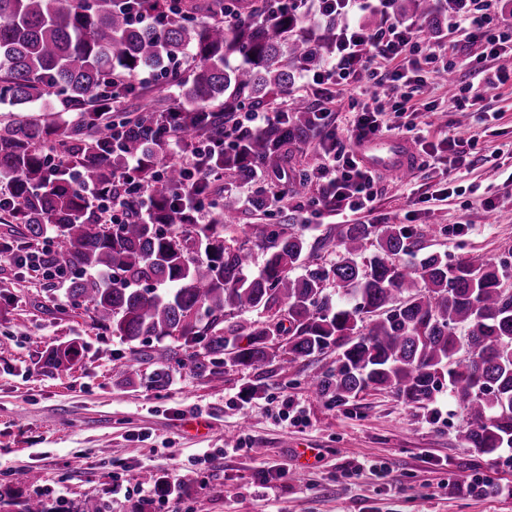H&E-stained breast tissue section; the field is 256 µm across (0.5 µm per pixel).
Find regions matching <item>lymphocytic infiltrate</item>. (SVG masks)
Returning <instances> with one entry per match:
<instances>
[{"label": "lymphocytic infiltrate", "instance_id": "f902f5d3", "mask_svg": "<svg viewBox=\"0 0 512 512\" xmlns=\"http://www.w3.org/2000/svg\"><path fill=\"white\" fill-rule=\"evenodd\" d=\"M318 14L344 13L347 22L336 36V55L323 70L306 72L302 87L310 92L320 112L331 114L341 91L363 96L364 102L351 122L349 143L331 139L323 146L320 189L323 202L332 204L338 214L372 210L380 175L367 168L358 157L356 145L363 139L386 132L383 118L388 113L407 111L412 93L421 91L428 80L447 72L449 56L461 55L463 65L480 81L475 98L512 80V69L486 68L490 59L507 56L512 31L500 29L496 19V0H464V10L449 20V27L463 35L462 45L478 46L475 54L461 53V45L434 48L423 44L414 24L383 19L375 28L361 24L363 15L382 11L386 0H314ZM375 86L367 94V86ZM139 161H130L110 192L98 186L83 187L97 221L120 224L126 219V204L134 200L140 211L150 209V183L140 176Z\"/></svg>", "mask_w": 512, "mask_h": 512}]
</instances>
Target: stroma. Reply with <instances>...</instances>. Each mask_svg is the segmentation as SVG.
Here are the masks:
<instances>
[{
  "mask_svg": "<svg viewBox=\"0 0 512 512\" xmlns=\"http://www.w3.org/2000/svg\"><path fill=\"white\" fill-rule=\"evenodd\" d=\"M473 80L459 65L414 96V134L428 156L407 178L383 177L372 211L349 221L409 224L423 250L452 263L491 259L512 273V84L458 110L461 89ZM450 137L462 163L446 148ZM318 187L314 178L263 213L247 203L250 185L226 182L224 195L238 209L234 234L244 237L259 222L305 220L309 239L338 234L335 212H312ZM70 341L85 345L82 363L43 373L47 346ZM118 353L130 363L132 384L112 371ZM335 361L332 351L288 365L277 359L260 375L229 365L220 386L178 367L166 389L154 390L142 382L150 365L98 328L88 306L73 307L59 280L0 259V512H19L37 490L49 512H76L88 498L105 512H512V497L446 490V482L474 477L512 484V450L478 455L466 447L464 415L447 384L424 406L388 392L338 405L309 390L310 378ZM258 380L265 395L248 397ZM285 399L301 408L304 423L279 415ZM241 441L246 450H238ZM297 448L315 449L316 461L297 465ZM205 454L210 462L199 464ZM359 460L388 469L344 477ZM280 464L287 475L268 494H254L256 472ZM175 468L195 475L181 495L137 493L142 471L163 476ZM121 469L126 490L112 480Z\"/></svg>",
  "mask_w": 512,
  "mask_h": 512,
  "instance_id": "35a3bbf8",
  "label": "stroma"
}]
</instances>
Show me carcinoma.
I'll return each instance as SVG.
<instances>
[{
	"label": "carcinoma",
	"mask_w": 512,
	"mask_h": 512,
	"mask_svg": "<svg viewBox=\"0 0 512 512\" xmlns=\"http://www.w3.org/2000/svg\"><path fill=\"white\" fill-rule=\"evenodd\" d=\"M177 2L159 21L162 0H0V104L79 113L74 126L0 124V211L24 225L28 240L54 232L60 247L45 250L42 264L78 272L66 295L75 307L90 305L97 326L128 344L173 339L137 351L154 366L152 389L168 386L174 364L219 382L228 363L261 370L277 357L333 350L336 366L310 381L319 397L342 405L378 390L419 405L444 378L467 418L466 446L480 454L511 448L512 288L501 267L450 263L438 253L419 258L417 233L405 224L345 225L317 243L338 251L323 266L305 234L287 224H253L240 242L226 237L236 208L224 203L211 223H192L180 203L182 171L170 164L152 175L172 145L204 140L213 150L192 188L199 198L216 200V180L230 176L253 183L248 203L264 212L268 188L258 171L280 181L282 197L307 182L294 151L321 128L302 99L273 122L241 130L235 147L218 143L237 113L274 103L298 73L328 64L344 15L321 18L310 34L299 10L256 0ZM388 8L430 21L442 13L432 0H392ZM136 12L147 21L130 20ZM178 58L187 73L164 101L138 91L133 108L109 111L104 92L121 94L133 78L164 72ZM131 160L158 185L150 217L97 223L73 172L109 189ZM371 239L376 252L364 259ZM253 245L265 252L256 273ZM198 250L205 258L193 257ZM399 255L411 260H393ZM246 312L261 319L233 321ZM464 347L470 357L459 360ZM83 355L76 341L51 345L42 367L67 372Z\"/></svg>",
	"instance_id": "carcinoma-1"
}]
</instances>
